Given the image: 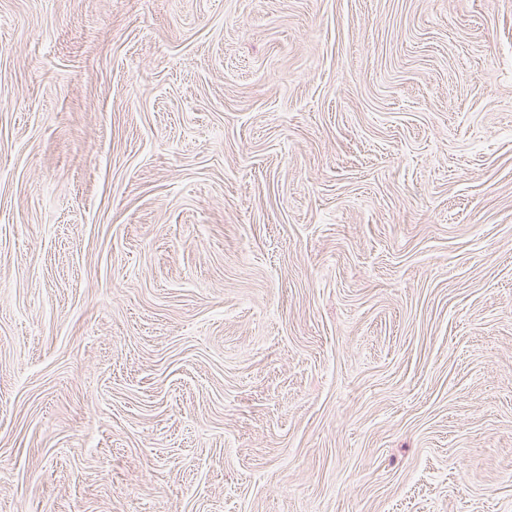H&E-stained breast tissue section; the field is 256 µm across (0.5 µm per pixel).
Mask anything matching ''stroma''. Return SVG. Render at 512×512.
<instances>
[{
  "label": "stroma",
  "mask_w": 512,
  "mask_h": 512,
  "mask_svg": "<svg viewBox=\"0 0 512 512\" xmlns=\"http://www.w3.org/2000/svg\"><path fill=\"white\" fill-rule=\"evenodd\" d=\"M0 512H512V0H0Z\"/></svg>",
  "instance_id": "1"
}]
</instances>
